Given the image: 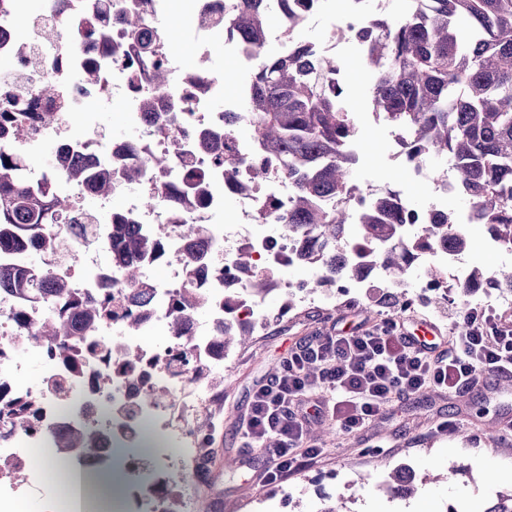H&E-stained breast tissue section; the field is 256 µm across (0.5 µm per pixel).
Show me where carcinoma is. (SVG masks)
<instances>
[{"label": "carcinoma", "mask_w": 512, "mask_h": 512, "mask_svg": "<svg viewBox=\"0 0 512 512\" xmlns=\"http://www.w3.org/2000/svg\"><path fill=\"white\" fill-rule=\"evenodd\" d=\"M271 16L266 0H239L229 25L258 47ZM364 38L370 45L363 61L372 77V112L402 132L413 160L433 162L440 174L453 175L476 223L489 235L512 243V0H432L421 15L414 11L378 18ZM307 58L308 48L300 44L278 56L259 55L243 84L242 109L244 130L253 145L274 158L278 175L294 185L288 206L264 201L258 219L274 221L299 239V265L313 269L316 276L310 284L325 291L336 287L340 274L355 273L336 250L354 225L358 233L353 248L373 253L395 281L407 278L410 254L436 241L467 251L466 231L450 215L428 225L426 237L404 241L403 225L427 209L391 191L351 214L346 203L357 190L358 158L346 143L358 130V117L345 106V87L328 80L342 63L326 59L322 73L310 79L305 74ZM168 164L166 156L147 157L131 170L129 179L136 182ZM56 165L54 158L53 171L33 181L29 156L0 141V289L8 288L22 300L37 288L49 294L51 306L42 316L30 320L23 307L14 312L20 337L45 345L77 371L88 356L85 338L114 314L112 289L85 295L55 277L42 261L64 232V225L57 223L59 211L66 207L58 197V180L88 177L78 163L64 171ZM325 199L341 205L328 207ZM108 229L117 281L137 289L135 298L143 304L139 313L124 314L133 330L149 315L148 289L140 287L143 269L163 253L165 237L123 219ZM236 266L250 275L251 295L265 300L272 291L271 278L252 271L247 253L237 257ZM203 307L201 294L188 289L176 301L175 313L194 316ZM249 339V332L226 322L216 344L225 351ZM142 368V355L126 351L124 373L136 375ZM38 414V401L32 397L0 402V419L18 432L36 430ZM58 447L62 451L48 453L58 462L69 460L71 452L92 458L99 453L91 428H74ZM413 481L398 469L382 491L408 494ZM485 512H512V491L497 492Z\"/></svg>", "instance_id": "1"}]
</instances>
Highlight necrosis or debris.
<instances>
[{"label":"necrosis or debris","instance_id":"obj_1","mask_svg":"<svg viewBox=\"0 0 512 512\" xmlns=\"http://www.w3.org/2000/svg\"><path fill=\"white\" fill-rule=\"evenodd\" d=\"M176 0H47L41 16H28L24 0H0V57L12 60L10 70L0 72V99L14 96L23 100L20 122L25 135L15 142L16 150L35 153L43 145L69 149L72 158L93 169L112 173V193L101 197L92 221H84V202L92 188L86 182H69L62 189L69 201L67 212L60 218L66 226L57 242L51 265L57 275L71 278L82 292H94L98 279L74 278L69 257L82 251L85 266L102 269L104 258L110 257L104 247L105 226L113 209H121L132 223L143 229H164L168 242L163 263L169 271L166 280L147 278L151 316L142 322L138 333H130L122 314L132 308L129 289L112 290L114 316L105 319L96 335L85 344L94 354L83 373H73L58 363L39 344L18 339V325L13 312L19 305L16 295L0 291V397L11 399L26 395L40 399L42 408L37 435L8 432L0 422V455L25 465V449L29 443L53 446L70 429L87 423L101 428L106 439L98 457H74L71 468L73 486L66 512H92L93 505L82 488L83 475L105 465L112 449L138 446L144 426L155 432V457L167 455L170 445L184 448L186 467H197L204 453L195 428L200 420L217 423L221 416L216 401L213 377L224 370L229 353H215L217 326L226 319L243 322L254 333L265 330L278 314L252 297L246 276L234 269L239 253H249L256 269L283 268L299 255L295 239L278 224H263L257 219V205L267 199L287 205L292 193L288 181L274 178L239 191L236 183L225 181L224 165L238 157H261L240 131L230 129L226 119L240 116L239 99L224 96V75L210 64L215 49L234 56L242 69L255 63L251 48L224 23L232 11L233 0H191L184 16V40L194 54L186 60L172 47L163 23L174 12ZM143 13L151 17L148 33L152 42L150 61H142L134 40L128 35L126 19ZM324 27L329 40L315 42L312 62L328 55L344 56L347 51L364 53L363 37L371 27L368 13L359 0H347L346 8H337L335 0H312L309 7L299 8L296 32ZM169 77L164 92H157L156 70ZM51 80L53 90L38 93L43 80ZM154 101L153 113H144L142 101ZM125 108L128 134L107 131L103 116L114 103ZM51 113L52 122H44L43 113ZM82 136H75L74 127ZM218 133L214 149L203 151L199 143L204 132ZM168 155L169 167L150 172L131 183L125 178L128 168L139 165L146 157ZM410 172L416 180L431 186L436 201L431 213L447 212L446 201L454 188L452 178L437 174L430 166L412 164ZM205 174L204 193L200 203L185 208L182 195L185 186L198 174ZM168 190L166 197L153 206H145V197L154 195L157 187ZM233 198L239 206L235 224L224 222V200ZM430 215L406 223L408 236H421ZM206 224L211 239L205 247L206 261L189 267L186 243L180 224ZM458 255L446 246H438L409 264L406 281L395 282L386 277L371 259L350 254L357 274L341 277L340 287L356 291L376 283L388 293L405 299L427 294L439 297L441 305L453 304L455 297L447 280H429L422 273L428 265L447 267ZM186 288L200 289L211 316L201 322L188 318L174 323L173 299ZM235 294L239 308L227 313L221 307L225 295ZM168 329L165 347L146 346L144 337L158 329ZM191 337L193 355L207 371L205 378H194L192 370L173 358L172 348L180 346L183 337ZM131 348L141 353L148 371L130 378L121 371L122 351ZM39 360L41 374L34 381H23L21 356ZM165 390L164 401L142 406L135 416L121 414L124 404L145 392Z\"/></svg>","mask_w":512,"mask_h":512}]
</instances>
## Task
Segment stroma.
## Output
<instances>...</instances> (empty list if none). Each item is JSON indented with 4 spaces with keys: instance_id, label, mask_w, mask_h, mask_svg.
I'll use <instances>...</instances> for the list:
<instances>
[{
    "instance_id": "stroma-1",
    "label": "stroma",
    "mask_w": 512,
    "mask_h": 512,
    "mask_svg": "<svg viewBox=\"0 0 512 512\" xmlns=\"http://www.w3.org/2000/svg\"><path fill=\"white\" fill-rule=\"evenodd\" d=\"M342 82L351 107L362 115L358 183L373 180L430 206V189L414 181L405 165L389 161L384 152L386 126L366 115L371 77L357 52L345 57ZM468 234L470 247L464 254L462 273L477 268L492 276L502 260L487 249L484 227L469 225ZM392 314L391 299L381 289H369L356 298L340 291L332 305L290 310L245 347L232 349V360L225 364L224 376L217 383L222 425L214 432L207 423L198 426L199 432L213 434L205 475L199 480L181 473L171 479L181 494L194 495L193 512H318L321 490L343 496L349 512H387L388 495L373 490L371 484L377 472L400 467L413 472L418 486L411 498L413 512H445L451 503L459 504L460 512H485L495 492L511 490L512 442H500L488 424L512 415V388L498 390L489 379L467 394L448 396L436 391L394 403L356 433L332 429L327 419L316 421L311 432L332 430L320 443L323 456L306 461L278 485H264L260 452L244 447L242 439L253 394L275 374L291 348L313 333L348 324L371 325ZM451 416L460 421L457 431H437V423ZM237 457L246 459V467L226 469L225 459ZM495 469L501 479L487 483L486 472Z\"/></svg>"
}]
</instances>
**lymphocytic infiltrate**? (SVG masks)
Listing matches in <instances>:
<instances>
[{
	"mask_svg": "<svg viewBox=\"0 0 512 512\" xmlns=\"http://www.w3.org/2000/svg\"><path fill=\"white\" fill-rule=\"evenodd\" d=\"M464 326L436 344L416 345L403 322L385 318L314 337L292 349L269 383L253 396L244 432L247 445L270 436L280 447L267 449L266 482L276 485L320 456L302 449L309 424L302 405L315 401L348 433L363 429L403 395L436 388L452 395L476 386L487 373H512V328L502 316L463 308Z\"/></svg>",
	"mask_w": 512,
	"mask_h": 512,
	"instance_id": "1",
	"label": "lymphocytic infiltrate"
}]
</instances>
